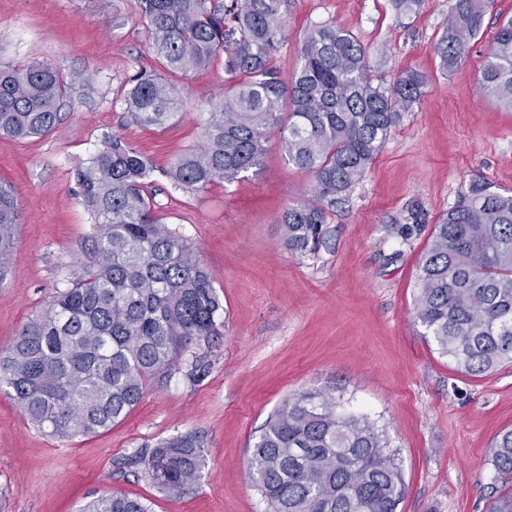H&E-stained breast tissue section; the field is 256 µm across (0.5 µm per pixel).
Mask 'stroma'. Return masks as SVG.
I'll list each match as a JSON object with an SVG mask.
<instances>
[{
    "instance_id": "obj_1",
    "label": "stroma",
    "mask_w": 512,
    "mask_h": 512,
    "mask_svg": "<svg viewBox=\"0 0 512 512\" xmlns=\"http://www.w3.org/2000/svg\"><path fill=\"white\" fill-rule=\"evenodd\" d=\"M455 0H423L403 16L394 0H287L288 37L273 57L283 77L318 23L354 34L393 83L427 77L365 178L326 218L309 257L283 244L282 214L312 198V179L271 138L260 168L202 191L163 176L200 143L208 101L224 88V60L176 78L182 116L166 129L135 125L127 80L161 65L139 0H0V63L47 62L69 89L45 136L0 138V181L20 217L10 269L0 280V351L81 272L91 220L76 172L104 135L119 134L152 163L154 208L199 251L224 310L223 334L194 343L151 379L121 423L92 438L60 441L28 424L0 391V512H80L101 494L149 501L152 512H271L248 467L271 413L293 394L332 393L341 411L382 428L403 470L398 512H489L498 485L493 440L512 425V364L460 374L415 320L418 263L434 224L476 178L512 191V111L481 93L478 79L512 0H492L464 60L443 67L437 47ZM418 223L405 232L409 214ZM192 433L202 441L197 484L173 498L116 461Z\"/></svg>"
}]
</instances>
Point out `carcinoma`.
<instances>
[{"instance_id":"cac0c4a2","label":"carcinoma","mask_w":512,"mask_h":512,"mask_svg":"<svg viewBox=\"0 0 512 512\" xmlns=\"http://www.w3.org/2000/svg\"><path fill=\"white\" fill-rule=\"evenodd\" d=\"M285 0H139L152 48L166 73L185 76L224 56L231 87L213 97L201 144L163 175L203 190L259 167L277 136L288 163L313 178L316 203L302 200L282 217L288 251L316 253L326 208L360 181L403 112L427 83L417 70L385 85L373 78L365 48L347 30L322 23L298 45L290 80L272 66L287 39ZM487 0H455L439 44L452 69L481 30ZM71 82L32 62L0 68V138L48 133ZM480 89L512 106V18L502 23L481 70ZM133 121L166 128L179 118L172 81L139 72L124 87ZM153 166L125 138H103L77 173L93 221L78 278L52 296L0 355V388L28 423L47 436H94L124 420L146 383L193 342L222 335V301L199 254L153 213ZM19 214L0 184V279L15 248ZM415 318L424 336L458 370L480 377L512 362V194L474 180L433 225L419 265ZM201 442L187 433L118 468H138L154 486L180 497L200 478ZM495 480L512 485V426L493 444ZM250 473L273 512H397L401 466L374 422L337 411L334 397L303 391L268 418L254 444ZM84 512H150L143 499L101 495Z\"/></svg>"}]
</instances>
